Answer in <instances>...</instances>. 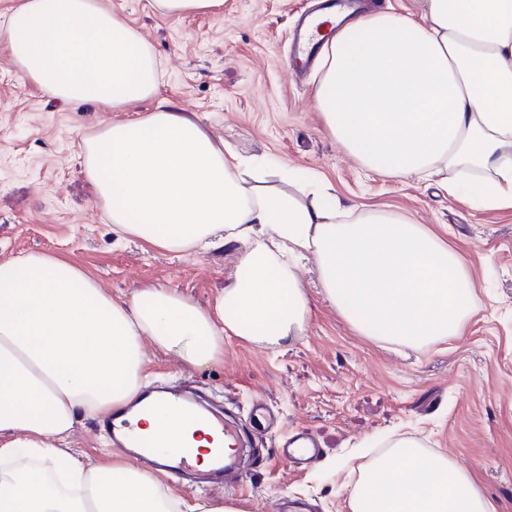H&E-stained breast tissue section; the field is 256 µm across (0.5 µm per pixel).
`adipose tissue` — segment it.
Wrapping results in <instances>:
<instances>
[{"label": "adipose tissue", "instance_id": "ef3b65f1", "mask_svg": "<svg viewBox=\"0 0 512 512\" xmlns=\"http://www.w3.org/2000/svg\"><path fill=\"white\" fill-rule=\"evenodd\" d=\"M23 81L67 105L119 112L155 95L141 35L101 0H22L5 30ZM315 107L366 170L447 186L477 209L512 208V0H413L345 23L323 50ZM79 156L117 238L169 251L236 243L233 281L205 308L164 286L125 302L80 265L44 252L0 265V512H239L186 504L136 465L68 455L78 419L125 406L145 385L142 338L191 367L236 339L279 348L302 336L311 300L301 260L357 333L420 349L458 336L479 304L465 255L408 216L346 204L321 176L259 166L168 102L115 122ZM144 434L190 442L177 411ZM351 512H497L471 473L409 437L369 465Z\"/></svg>", "mask_w": 512, "mask_h": 512}]
</instances>
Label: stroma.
<instances>
[{
	"label": "stroma",
	"mask_w": 512,
	"mask_h": 512,
	"mask_svg": "<svg viewBox=\"0 0 512 512\" xmlns=\"http://www.w3.org/2000/svg\"><path fill=\"white\" fill-rule=\"evenodd\" d=\"M139 32L164 66L154 99L126 111L62 108L22 82L0 37V264L24 253L64 256L114 299L147 286L179 289L210 305L230 281L236 249L175 253L119 241L82 171L83 140L115 121L144 118L160 101L195 113L241 154L324 175L342 200L389 209L432 227L469 263L479 307L460 336L421 350L389 348L358 335L320 292L311 264L298 274L314 302L304 334L278 351L229 340L222 364L192 368L151 341L143 349L151 382L176 380L247 418L253 396L277 416L272 430L248 428L250 449L236 478L199 488L163 479L186 503L232 499L243 512H280L283 500L308 512H350L348 487L361 460L380 457L389 439L417 438L471 471L504 505L512 504V208L475 210L443 187L367 172L327 132L313 106L314 72L290 78L289 34L307 0H224L181 18L153 0H103ZM320 448L301 470L279 460L295 432Z\"/></svg>",
	"instance_id": "1"
}]
</instances>
